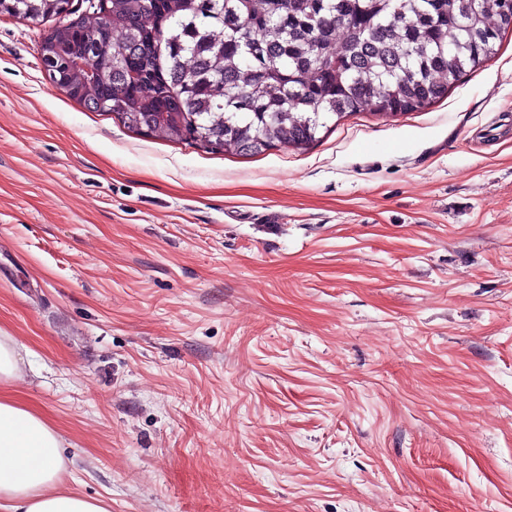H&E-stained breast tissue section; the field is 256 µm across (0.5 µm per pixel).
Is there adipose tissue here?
I'll return each mask as SVG.
<instances>
[{"label": "adipose tissue", "instance_id": "ef3b65f1", "mask_svg": "<svg viewBox=\"0 0 512 512\" xmlns=\"http://www.w3.org/2000/svg\"><path fill=\"white\" fill-rule=\"evenodd\" d=\"M65 470L54 425L0 397V512H107L102 501L59 491Z\"/></svg>", "mask_w": 512, "mask_h": 512}]
</instances>
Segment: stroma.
Returning a JSON list of instances; mask_svg holds the SVG:
<instances>
[{"label":"stroma","instance_id":"obj_1","mask_svg":"<svg viewBox=\"0 0 512 512\" xmlns=\"http://www.w3.org/2000/svg\"><path fill=\"white\" fill-rule=\"evenodd\" d=\"M0 16V393L108 512H512V32L422 112L145 136ZM23 359L15 349L13 341L0 336V382L14 378L21 370Z\"/></svg>","mask_w":512,"mask_h":512}]
</instances>
